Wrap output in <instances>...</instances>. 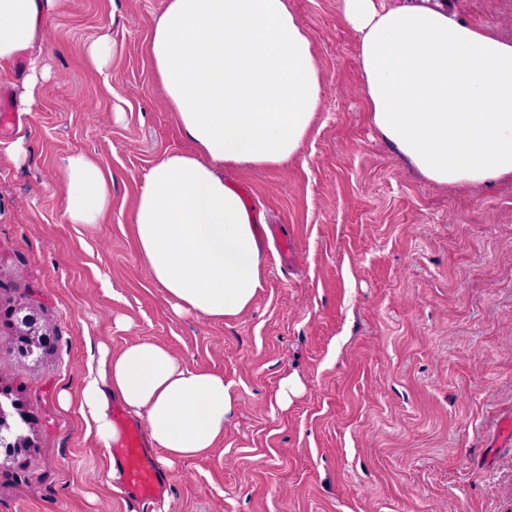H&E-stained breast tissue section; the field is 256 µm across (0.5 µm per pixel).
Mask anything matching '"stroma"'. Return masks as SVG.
I'll list each match as a JSON object with an SVG mask.
<instances>
[{"instance_id":"1","label":"stroma","mask_w":512,"mask_h":512,"mask_svg":"<svg viewBox=\"0 0 512 512\" xmlns=\"http://www.w3.org/2000/svg\"><path fill=\"white\" fill-rule=\"evenodd\" d=\"M308 32L327 91L300 158L225 172L301 255L239 316L176 315L135 248L140 173L191 150L148 43L165 0H59L27 55L0 69L18 117L0 142V386L34 419L31 464L0 470V512H139L77 410L98 344L149 338L223 374L237 404L209 455L166 470L156 512H512V182L441 187L370 124L358 32L342 0H286ZM456 20L512 39V0H448ZM107 38L104 70L88 45ZM49 71L23 97L30 59ZM106 163L103 224L67 223L63 163ZM54 342L42 367L6 354L16 301ZM129 327L117 329L115 319ZM299 389L278 400L285 379Z\"/></svg>"}]
</instances>
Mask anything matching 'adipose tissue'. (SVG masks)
<instances>
[{"label":"adipose tissue","mask_w":512,"mask_h":512,"mask_svg":"<svg viewBox=\"0 0 512 512\" xmlns=\"http://www.w3.org/2000/svg\"><path fill=\"white\" fill-rule=\"evenodd\" d=\"M55 3L0 0V68L32 47ZM343 11L360 34L368 119L422 177L447 187L512 179V39L453 20L429 0L391 8L343 0ZM149 54L193 149L141 173L136 249L174 313L235 317L263 288L267 266L255 236L262 215L225 185L224 170L295 160L321 108L323 76L285 0H165ZM111 181L98 160L67 157L68 223H101ZM116 400L143 421L168 468L223 442L236 404L223 375L143 338L117 352L100 346L77 391L58 396L105 448L121 437Z\"/></svg>","instance_id":"obj_1"}]
</instances>
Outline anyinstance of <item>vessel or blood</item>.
Masks as SVG:
<instances>
[{
    "instance_id": "obj_1",
    "label": "vessel or blood",
    "mask_w": 512,
    "mask_h": 512,
    "mask_svg": "<svg viewBox=\"0 0 512 512\" xmlns=\"http://www.w3.org/2000/svg\"><path fill=\"white\" fill-rule=\"evenodd\" d=\"M112 418L120 422L123 435L111 450L113 461L121 468L125 487L143 512H148L166 489L162 467L143 444V431L137 424L127 421L120 407H113Z\"/></svg>"
}]
</instances>
